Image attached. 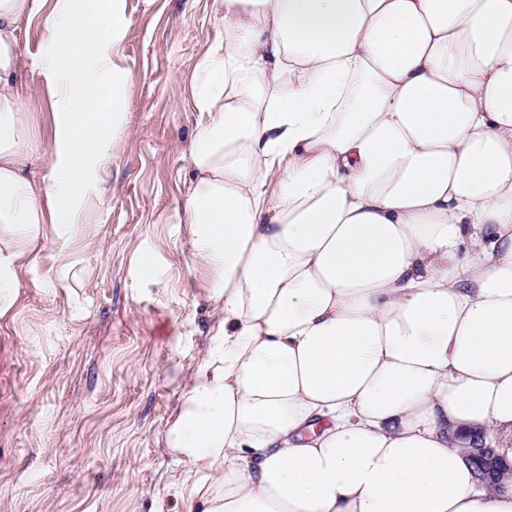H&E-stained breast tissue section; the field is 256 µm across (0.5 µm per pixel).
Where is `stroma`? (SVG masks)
<instances>
[{"instance_id": "1", "label": "stroma", "mask_w": 512, "mask_h": 512, "mask_svg": "<svg viewBox=\"0 0 512 512\" xmlns=\"http://www.w3.org/2000/svg\"><path fill=\"white\" fill-rule=\"evenodd\" d=\"M122 61L135 78L80 279L48 256L19 273L0 318V512H198L168 430L224 317L184 206L198 58L221 35L212 0H128ZM20 82L48 112L33 61L46 32L18 25Z\"/></svg>"}]
</instances>
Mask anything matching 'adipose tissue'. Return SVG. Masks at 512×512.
Wrapping results in <instances>:
<instances>
[{
    "label": "adipose tissue",
    "mask_w": 512,
    "mask_h": 512,
    "mask_svg": "<svg viewBox=\"0 0 512 512\" xmlns=\"http://www.w3.org/2000/svg\"><path fill=\"white\" fill-rule=\"evenodd\" d=\"M185 221L224 322L169 430L204 512H512V0H213ZM52 108L46 171L22 19ZM126 0H0V317L102 205ZM18 41L21 52L24 57V67L20 72V83L24 86L32 106L36 112L41 113L42 116V139L47 144V134L50 128V119L48 113L50 112L48 102L46 101L42 87L41 80L33 61L36 58L40 46L45 38L46 32L38 19L32 21H22L18 25Z\"/></svg>",
    "instance_id": "1"
}]
</instances>
